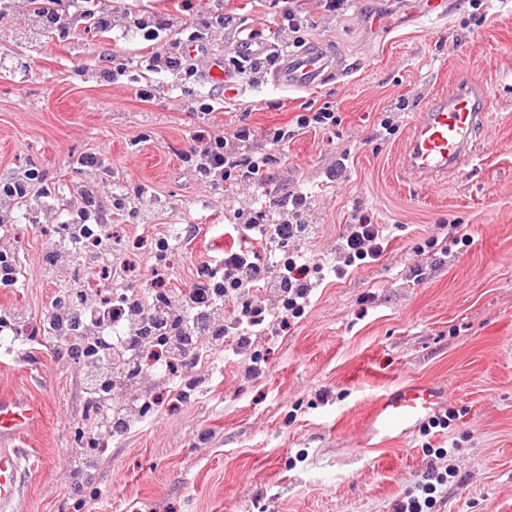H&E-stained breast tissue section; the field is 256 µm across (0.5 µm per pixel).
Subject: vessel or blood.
<instances>
[{"label": "vessel or blood", "mask_w": 512, "mask_h": 512, "mask_svg": "<svg viewBox=\"0 0 512 512\" xmlns=\"http://www.w3.org/2000/svg\"><path fill=\"white\" fill-rule=\"evenodd\" d=\"M334 73L331 52L317 46L286 55L271 82L281 90L305 91ZM486 98L483 83L469 76L451 93L430 101L410 127L399 160L402 171L428 184L471 163L485 126ZM448 397L444 387L428 382L382 395L370 418L373 439L383 445L409 436ZM43 421L42 405L26 391L0 393V512H15L23 479L37 466L23 443Z\"/></svg>", "instance_id": "b4317fda"}]
</instances>
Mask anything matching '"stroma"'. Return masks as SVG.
<instances>
[{
  "label": "stroma",
  "instance_id": "35a3bbf8",
  "mask_svg": "<svg viewBox=\"0 0 512 512\" xmlns=\"http://www.w3.org/2000/svg\"><path fill=\"white\" fill-rule=\"evenodd\" d=\"M179 0H101L112 29L44 27L26 0H0V181L35 169L43 197L33 209L0 198V220L13 225L0 250L14 254L20 284L0 288V315L41 320L53 296L44 256L45 224H66L96 181L97 207L116 233L114 247L137 264L136 286L151 279L149 247L187 230L186 257L169 285L188 289L197 270L224 248V227L255 199L243 184L199 181L183 155L194 136L227 137L250 127L256 146L269 130L294 127L281 148L276 186L305 194L308 206L291 252L321 266L305 314L275 342L258 335L263 374L244 373L245 355L212 345L193 378L208 386L166 394L159 414L140 421L84 475L78 454L86 396L80 367L25 336L0 341V390L25 389L45 409L24 446L39 463L21 512H397L429 467L453 466L439 512H512V0H445L443 16L427 0H355L340 15L303 0L308 16L295 50L317 43L336 53L337 76L289 92L244 76L223 92V106L190 108L209 91L143 69L105 81L113 59H139L169 38L143 41L134 19L177 14ZM392 31L369 33L373 15ZM475 74L487 92L488 118L476 158L434 186L399 171L397 156L418 112L461 77ZM151 86L153 97L138 91ZM329 108L337 125L297 128L298 115ZM97 155L92 173L82 158ZM142 188L136 213L112 207L113 178ZM396 230L381 256L336 277L342 236L360 216ZM460 225L467 239L447 251L427 248ZM429 382L449 390L448 428L415 431L372 445L368 415L386 390ZM453 448V459L437 458Z\"/></svg>",
  "mask_w": 512,
  "mask_h": 512
}]
</instances>
